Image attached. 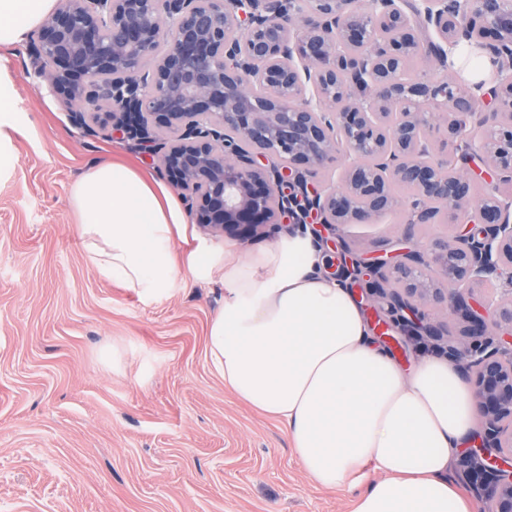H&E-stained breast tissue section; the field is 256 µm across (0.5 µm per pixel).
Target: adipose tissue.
<instances>
[{
	"label": "adipose tissue",
	"mask_w": 512,
	"mask_h": 512,
	"mask_svg": "<svg viewBox=\"0 0 512 512\" xmlns=\"http://www.w3.org/2000/svg\"><path fill=\"white\" fill-rule=\"evenodd\" d=\"M53 0H0V44L22 42ZM87 262L142 298H171L181 273L224 278V306L207 352L215 371L253 408L280 420L299 466L346 492L351 512H483L448 479L469 442L475 398L455 364L437 356L412 371L370 337L354 296L319 274L309 237L227 258L196 239L173 255L184 217L175 198L119 162H94L74 182Z\"/></svg>",
	"instance_id": "adipose-tissue-1"
}]
</instances>
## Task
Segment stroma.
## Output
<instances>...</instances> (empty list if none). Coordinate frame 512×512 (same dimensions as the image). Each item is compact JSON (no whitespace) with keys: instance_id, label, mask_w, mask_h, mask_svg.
Wrapping results in <instances>:
<instances>
[{"instance_id":"1","label":"stroma","mask_w":512,"mask_h":512,"mask_svg":"<svg viewBox=\"0 0 512 512\" xmlns=\"http://www.w3.org/2000/svg\"><path fill=\"white\" fill-rule=\"evenodd\" d=\"M0 71L22 128L0 177V512H350L213 369L221 282L147 303L87 263L73 182L95 161L153 175L155 160L74 128L21 46L0 45ZM406 220L396 210L336 237L374 258L451 232Z\"/></svg>"}]
</instances>
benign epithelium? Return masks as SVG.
<instances>
[{
  "instance_id": "1",
  "label": "benign epithelium",
  "mask_w": 512,
  "mask_h": 512,
  "mask_svg": "<svg viewBox=\"0 0 512 512\" xmlns=\"http://www.w3.org/2000/svg\"><path fill=\"white\" fill-rule=\"evenodd\" d=\"M368 2L56 0L25 52L73 126L155 157L213 235L291 220L334 247L336 226L399 206L395 184L413 189L419 219L444 214L448 238L396 261L355 256L346 275L370 281L391 309L418 312L419 333L463 371L481 419L465 459L488 512H512V299L497 297L512 292V198L500 191L512 183V0H412L410 12L407 0ZM461 40L497 62L489 91L449 75L407 78L414 56L449 69ZM484 111L481 134L467 133ZM443 114L448 153L483 157L499 175L477 202L450 156L431 158ZM339 155L351 159L340 186L310 181Z\"/></svg>"
}]
</instances>
